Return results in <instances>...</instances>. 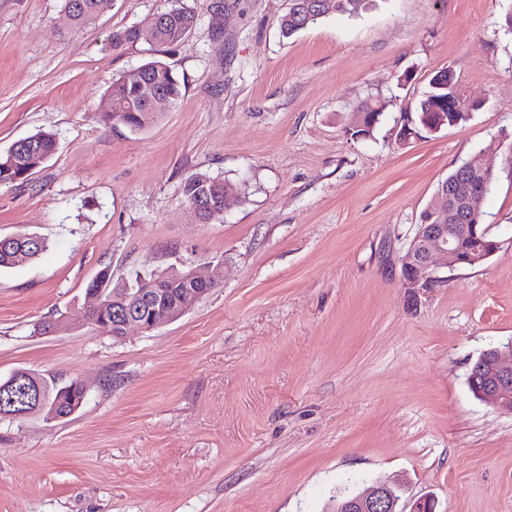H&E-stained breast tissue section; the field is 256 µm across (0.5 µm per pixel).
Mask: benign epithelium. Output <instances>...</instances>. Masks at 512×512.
Wrapping results in <instances>:
<instances>
[{
  "mask_svg": "<svg viewBox=\"0 0 512 512\" xmlns=\"http://www.w3.org/2000/svg\"><path fill=\"white\" fill-rule=\"evenodd\" d=\"M436 198L437 203L425 210L423 223L417 225L402 256L403 277L411 287L432 281L439 269L480 266L499 249L498 241L487 240L486 229L477 224L455 223L462 215L478 213L483 194L476 192L472 182L459 180L451 187L445 184L437 191ZM172 278L178 279L183 288L181 296L170 301L166 299L165 284ZM215 284V279L202 276L194 269L173 267L154 271L147 286L139 282L135 288H116L110 297L101 288L88 292L91 304L80 312V318L106 333L108 327L89 315L102 314L110 307L112 322L120 335H125L132 325L151 331L179 319L192 302L206 295V287ZM26 377L37 389L36 406L51 407L48 418L67 417L58 413V405H49L48 394L40 386L36 373L29 372ZM468 383L481 401L512 412V343L502 349L484 351L473 365ZM399 501V486L379 483L336 502V512H403Z\"/></svg>",
  "mask_w": 512,
  "mask_h": 512,
  "instance_id": "benign-epithelium-1",
  "label": "benign epithelium"
}]
</instances>
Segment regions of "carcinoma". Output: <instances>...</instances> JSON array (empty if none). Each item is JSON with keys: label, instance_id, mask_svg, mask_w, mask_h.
<instances>
[{"label": "carcinoma", "instance_id": "carcinoma-1", "mask_svg": "<svg viewBox=\"0 0 512 512\" xmlns=\"http://www.w3.org/2000/svg\"><path fill=\"white\" fill-rule=\"evenodd\" d=\"M288 12L281 19V31L286 36L307 28L320 21L326 14L336 11L348 16H358L367 10L373 0H289ZM99 0H64V8L77 28L90 24L98 13ZM160 21L150 18L142 25H133L112 33L114 48L145 42L150 45L175 46L182 43L196 24V16L189 8L180 6L158 12ZM138 75L122 76L112 82L107 89L112 101V112L105 123L124 125L131 131H142L151 126L159 112L147 106L148 94L161 90L169 96V104H175L182 95V84L174 69L160 60L147 61L136 68ZM450 92L436 78L429 81V89L415 105V119L412 126L423 129L428 114L441 109L448 119H456V112L448 105ZM384 102H364L357 112L363 116L365 124L379 123ZM56 135L51 132H38L30 136V142L17 149L0 152V185L14 184L26 180L30 175L32 156H51L56 150ZM227 185L224 180L197 174L183 184V195L187 203H203L200 219L210 223L221 218V206ZM48 250V242L40 237L36 240L28 235H17L5 240L0 238V269L17 266L31 261ZM90 288H102L112 294L114 288H133V281H112V275L102 271L89 283Z\"/></svg>", "mask_w": 512, "mask_h": 512}]
</instances>
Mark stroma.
<instances>
[{"instance_id": "stroma-1", "label": "stroma", "mask_w": 512, "mask_h": 512, "mask_svg": "<svg viewBox=\"0 0 512 512\" xmlns=\"http://www.w3.org/2000/svg\"><path fill=\"white\" fill-rule=\"evenodd\" d=\"M180 45L112 49L179 6ZM288 0H103L73 28L63 0H0V152L57 148L0 185V238L49 250L0 270V379L83 381L84 406L0 421V512H335L336 493L401 481L402 506L512 512V413L477 399L480 354L512 342V0H377L284 37ZM174 65L180 100L149 128L104 126L112 81ZM451 71L480 107L400 145L397 122ZM387 102L372 138L347 135ZM498 176L482 266L407 287L401 257L438 184L478 152ZM194 174L230 185L205 224ZM221 283L182 317L117 340L75 315L103 267L169 266Z\"/></svg>"}]
</instances>
